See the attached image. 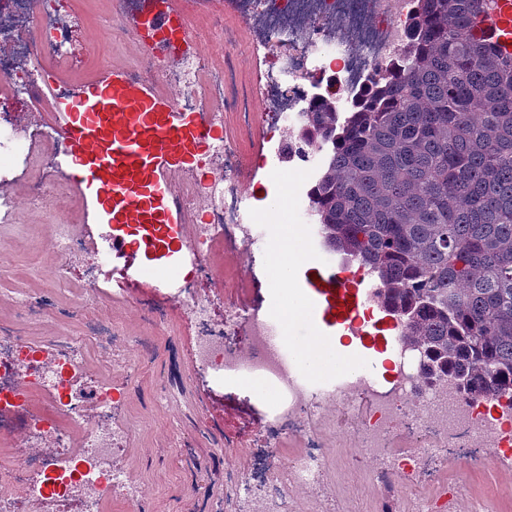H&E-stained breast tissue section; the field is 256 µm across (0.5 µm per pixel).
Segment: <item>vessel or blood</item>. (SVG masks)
Wrapping results in <instances>:
<instances>
[{
    "instance_id": "obj_1",
    "label": "vessel or blood",
    "mask_w": 512,
    "mask_h": 512,
    "mask_svg": "<svg viewBox=\"0 0 512 512\" xmlns=\"http://www.w3.org/2000/svg\"><path fill=\"white\" fill-rule=\"evenodd\" d=\"M495 3L482 27L506 50L512 48V0ZM62 125L73 184L91 189L95 204L109 208L113 223H126L133 214L161 231L192 223L174 174L184 170L213 137L200 117L175 111L153 84L132 83L127 66L112 64L78 90ZM107 250L117 261L113 280L160 274L158 266L137 262L140 245L127 236L112 235ZM308 265L302 294L310 306L309 328L298 348L316 347L335 326L349 336L364 338L367 331L360 310L372 304V288L342 277L328 249H320Z\"/></svg>"
}]
</instances>
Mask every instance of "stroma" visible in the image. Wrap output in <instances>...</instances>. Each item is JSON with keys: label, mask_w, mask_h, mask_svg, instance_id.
Instances as JSON below:
<instances>
[{"label": "stroma", "mask_w": 512, "mask_h": 512, "mask_svg": "<svg viewBox=\"0 0 512 512\" xmlns=\"http://www.w3.org/2000/svg\"><path fill=\"white\" fill-rule=\"evenodd\" d=\"M9 192L28 223L0 226V325L17 320L10 302L15 293L50 291L55 318L28 327L38 342L72 324L69 309L83 286L73 276L53 290L45 278L57 269L45 216L59 206L58 196L34 208L23 184L10 186ZM211 258L224 269L223 286L213 290L216 311L228 315L241 303L266 310L276 303H297L295 289L272 291L268 265L261 259L248 263L243 247L215 243ZM141 296L166 309L162 326L149 323L133 306ZM99 314L140 337L138 372L131 382L119 383L114 412L129 426L125 460L146 485L149 512H240L242 504L231 488L246 485L252 457L265 455L275 463L305 448L311 438L324 437L318 418L305 420L300 430L272 434L271 396L245 382L192 370L193 327L155 289L133 287L127 295L108 296ZM371 413L368 398L357 394L336 410L340 444L329 450L331 478L319 492L334 504V512H360L385 492L392 512H413L419 495L429 500L427 512H512V423L503 421L497 444L481 445L464 435L452 440L442 461L424 454L416 435L397 429L392 445L405 460L392 478L383 479L377 459L364 452L357 427Z\"/></svg>", "instance_id": "35a3bbf8"}]
</instances>
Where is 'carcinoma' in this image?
Instances as JSON below:
<instances>
[{
    "label": "carcinoma",
    "mask_w": 512,
    "mask_h": 512,
    "mask_svg": "<svg viewBox=\"0 0 512 512\" xmlns=\"http://www.w3.org/2000/svg\"><path fill=\"white\" fill-rule=\"evenodd\" d=\"M402 57L352 108L313 99L289 137L329 157L311 187L329 250L377 274L421 378L512 397V54L486 0H417Z\"/></svg>",
    "instance_id": "obj_1"
}]
</instances>
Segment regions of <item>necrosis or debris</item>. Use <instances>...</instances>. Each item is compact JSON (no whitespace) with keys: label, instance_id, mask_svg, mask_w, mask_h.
Instances as JSON below:
<instances>
[{"label":"necrosis or debris","instance_id":"1","mask_svg":"<svg viewBox=\"0 0 512 512\" xmlns=\"http://www.w3.org/2000/svg\"><path fill=\"white\" fill-rule=\"evenodd\" d=\"M30 9L32 41L27 54L34 61L0 57V112L16 109L19 96L35 100L42 86L53 84L56 109H64L73 94L69 80L51 79L54 70L77 66L84 58L105 59L113 44L143 37L141 27L123 21L104 27H88L80 21L61 23L63 12L53 0L33 7V0H12ZM239 23L260 14L263 29L254 44L265 47L268 66L260 73L258 93L240 99L226 94L224 85L236 69V34L225 40V53L217 58L198 57L194 42L213 38V24L189 26V47L177 49L174 58L161 62L148 52L131 64L134 81L166 87L182 83L185 92L175 100L179 112L205 115L214 128H223L224 115L264 113L281 137L273 159L267 160L265 179L272 202L258 208L247 193L251 171L245 152L229 140L211 146L219 159L223 180H193L184 196L185 206L201 220L191 237L184 239L183 253L171 260L168 277L158 280L168 301L179 305L193 320L197 332L191 364L220 376L251 378L261 389L271 390L276 403L274 424H292L303 415L319 416L328 434H335L332 414L349 395L369 391L380 410L362 421L365 445L381 448L389 440L394 418L426 429L431 445L447 440L450 429L467 424L481 441L497 439L496 423L484 417L479 404L465 403L451 393L422 386L418 373L421 351L405 347L394 336L390 359L396 370L390 385L379 384L373 364L358 354L350 364L331 374L303 365L288 355V335L281 317L258 312L216 319L204 289L224 279L213 265L210 247L216 240L254 245L263 238L261 256H268L275 225H301L303 237L315 235V215L310 203V184L320 169L323 149L318 145H289L287 132L296 128L307 103L317 95L335 97L340 108H349L369 80L399 58L406 46L405 28L414 10L413 0H239ZM44 146L51 166H58L67 143L57 126L25 129L0 124V183L23 181L32 203H41L53 192L64 191L62 180L32 175L36 146ZM79 211L51 217L59 267L70 273L90 267L87 291L76 298L85 335L55 331L42 344H34L25 332L32 321L48 318L45 296L15 297L16 324L0 326V444L24 438L34 448L20 458L0 459V485L11 494L0 496V512H102L104 502L119 500L127 512H147L148 495L135 470L123 460L121 447L126 428L112 421L114 391L109 376L133 378L139 351L135 336H123L118 326L101 320L97 309L106 295L99 273L107 266L99 242L84 238L74 229ZM189 264L198 272L197 285L185 287L177 269ZM247 321V338L234 337L240 321ZM94 347L97 366L84 359ZM80 443H73V430ZM254 481L266 493L258 512H293L294 492L309 490L329 479L328 458L322 446L270 464L254 459Z\"/></svg>","mask_w":512,"mask_h":512}]
</instances>
